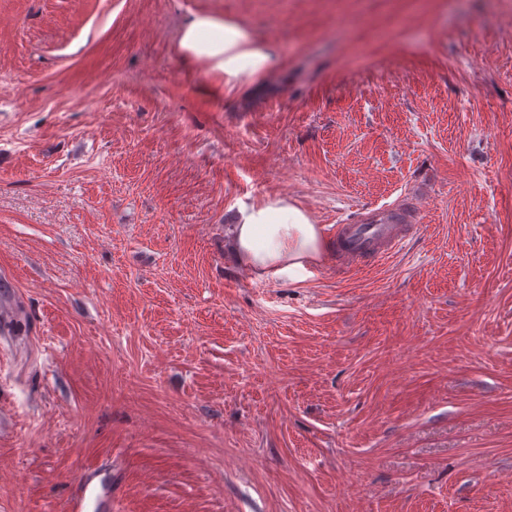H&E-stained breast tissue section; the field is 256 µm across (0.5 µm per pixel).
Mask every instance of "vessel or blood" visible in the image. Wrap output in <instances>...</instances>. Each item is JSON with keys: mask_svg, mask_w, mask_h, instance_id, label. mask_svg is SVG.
Returning a JSON list of instances; mask_svg holds the SVG:
<instances>
[{"mask_svg": "<svg viewBox=\"0 0 512 512\" xmlns=\"http://www.w3.org/2000/svg\"><path fill=\"white\" fill-rule=\"evenodd\" d=\"M411 220L401 213L384 209L371 219L355 223L341 224L336 228L335 257L341 268H351L364 259L381 261L392 257L406 242ZM78 484L80 494L69 500L67 512H112V485L97 480L94 473H84Z\"/></svg>", "mask_w": 512, "mask_h": 512, "instance_id": "vessel-or-blood-1", "label": "vessel or blood"}]
</instances>
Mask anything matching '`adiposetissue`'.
Segmentation results:
<instances>
[{
  "mask_svg": "<svg viewBox=\"0 0 512 512\" xmlns=\"http://www.w3.org/2000/svg\"><path fill=\"white\" fill-rule=\"evenodd\" d=\"M184 59L200 65L228 94L260 91L281 69L279 48L238 23L196 13L181 30ZM233 246L241 266L260 276L301 281L322 252L321 229L312 213L283 194H266L239 208Z\"/></svg>",
  "mask_w": 512,
  "mask_h": 512,
  "instance_id": "1",
  "label": "adipose tissue"
}]
</instances>
